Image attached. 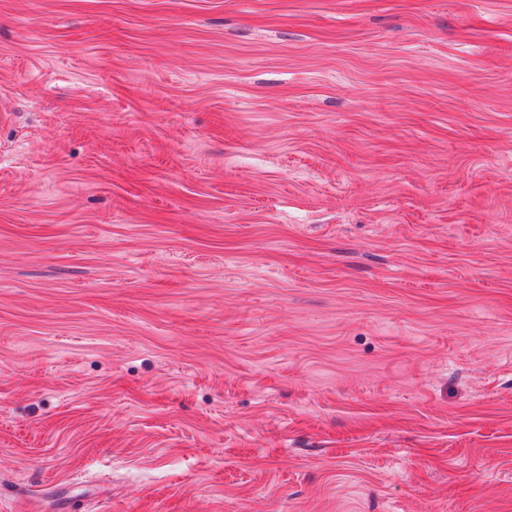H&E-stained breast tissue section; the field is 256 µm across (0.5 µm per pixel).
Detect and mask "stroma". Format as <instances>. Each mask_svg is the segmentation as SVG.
<instances>
[{
    "instance_id": "stroma-1",
    "label": "stroma",
    "mask_w": 512,
    "mask_h": 512,
    "mask_svg": "<svg viewBox=\"0 0 512 512\" xmlns=\"http://www.w3.org/2000/svg\"><path fill=\"white\" fill-rule=\"evenodd\" d=\"M512 512V0H0V512Z\"/></svg>"
}]
</instances>
